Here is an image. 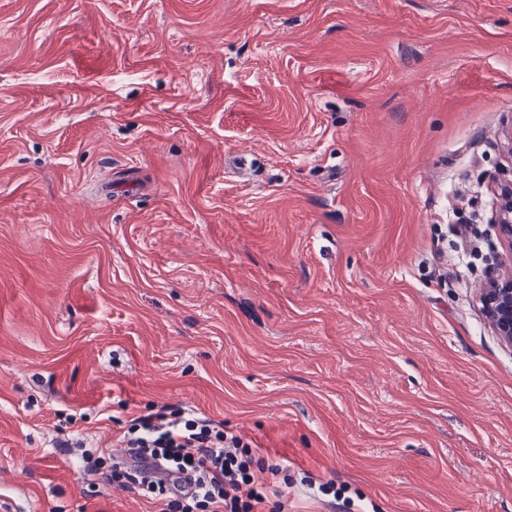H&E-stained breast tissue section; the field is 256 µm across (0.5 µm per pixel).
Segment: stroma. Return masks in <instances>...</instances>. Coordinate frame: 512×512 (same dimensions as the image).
Wrapping results in <instances>:
<instances>
[{
    "mask_svg": "<svg viewBox=\"0 0 512 512\" xmlns=\"http://www.w3.org/2000/svg\"><path fill=\"white\" fill-rule=\"evenodd\" d=\"M511 132L512 0H0V512H147L57 427L163 404L351 512H512ZM498 199L493 223L500 243L512 254V181H500L494 186ZM480 301L496 336L512 348V271L481 288Z\"/></svg>",
    "mask_w": 512,
    "mask_h": 512,
    "instance_id": "35a3bbf8",
    "label": "stroma"
}]
</instances>
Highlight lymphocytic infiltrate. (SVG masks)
<instances>
[{
  "instance_id": "obj_1",
  "label": "lymphocytic infiltrate",
  "mask_w": 512,
  "mask_h": 512,
  "mask_svg": "<svg viewBox=\"0 0 512 512\" xmlns=\"http://www.w3.org/2000/svg\"><path fill=\"white\" fill-rule=\"evenodd\" d=\"M122 454L105 459L66 437L59 447L80 448L87 475L137 492L156 512H284L294 484L281 461L260 456L223 423L191 417L178 406H148L117 437Z\"/></svg>"
}]
</instances>
